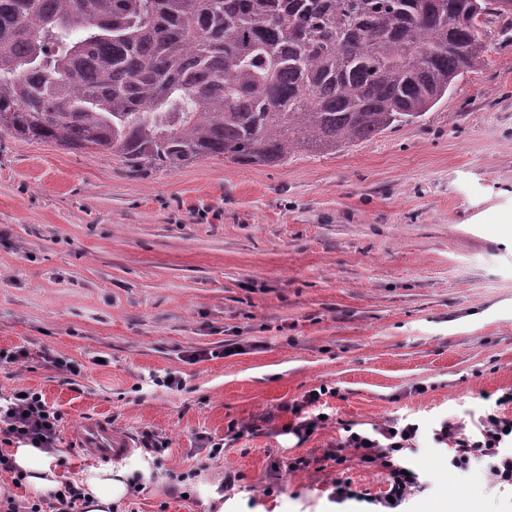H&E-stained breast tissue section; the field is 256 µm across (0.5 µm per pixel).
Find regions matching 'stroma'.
Returning a JSON list of instances; mask_svg holds the SVG:
<instances>
[{"mask_svg": "<svg viewBox=\"0 0 512 512\" xmlns=\"http://www.w3.org/2000/svg\"><path fill=\"white\" fill-rule=\"evenodd\" d=\"M485 25L484 65L416 123L278 166L205 158L131 173L120 159L0 136V397L41 392L63 414L56 464L79 479L80 417L134 446L140 486L116 512H358L330 501L324 460L352 424L419 425L422 488L404 512H512L485 463L458 471L433 433L512 392V40ZM83 366L73 383L43 349ZM173 376L181 389L163 381ZM328 423L288 432L293 402ZM499 408V407H496ZM512 419V404L499 408ZM167 442L147 452L143 431ZM223 443L218 461L207 441Z\"/></svg>", "mask_w": 512, "mask_h": 512, "instance_id": "obj_1", "label": "stroma"}]
</instances>
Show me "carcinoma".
<instances>
[{"instance_id":"carcinoma-1","label":"carcinoma","mask_w":512,"mask_h":512,"mask_svg":"<svg viewBox=\"0 0 512 512\" xmlns=\"http://www.w3.org/2000/svg\"><path fill=\"white\" fill-rule=\"evenodd\" d=\"M512 0H0V131L123 158L276 166L410 123Z\"/></svg>"}]
</instances>
